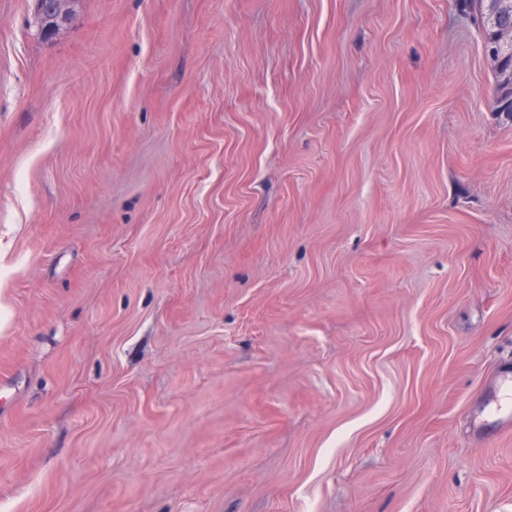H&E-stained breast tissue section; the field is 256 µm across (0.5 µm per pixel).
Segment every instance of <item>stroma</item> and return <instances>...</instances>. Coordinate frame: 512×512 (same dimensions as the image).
I'll list each match as a JSON object with an SVG mask.
<instances>
[{
    "instance_id": "1",
    "label": "stroma",
    "mask_w": 512,
    "mask_h": 512,
    "mask_svg": "<svg viewBox=\"0 0 512 512\" xmlns=\"http://www.w3.org/2000/svg\"><path fill=\"white\" fill-rule=\"evenodd\" d=\"M0 0V512H512V120L464 0ZM43 1L51 2L53 0H43ZM68 1L69 0H54L53 1V11H54V15L57 17V19L61 20L66 16L68 9H69ZM70 1H71L70 9H69L67 17L65 18V20L63 22H51L50 19L53 17V14H46V15L44 14L43 17L36 18V23H37L36 27H37L38 32L41 35H43L45 37L51 36L61 28L60 26L67 23L68 21L70 22L73 19V17L75 16V14L77 12V8H78L80 0H70Z\"/></svg>"
}]
</instances>
